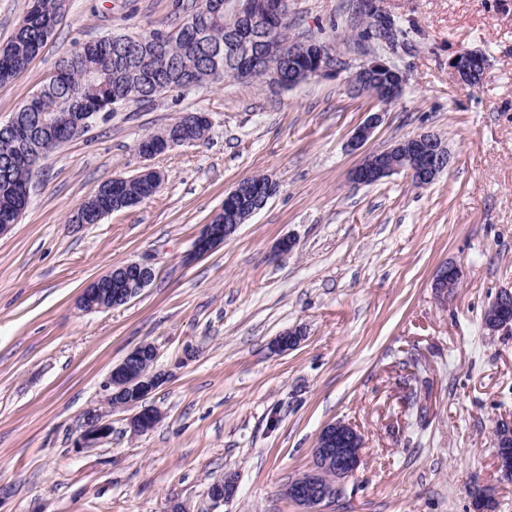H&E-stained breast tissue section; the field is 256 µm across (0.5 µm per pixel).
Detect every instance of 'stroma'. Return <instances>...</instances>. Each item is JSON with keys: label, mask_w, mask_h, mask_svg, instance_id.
<instances>
[{"label": "stroma", "mask_w": 512, "mask_h": 512, "mask_svg": "<svg viewBox=\"0 0 512 512\" xmlns=\"http://www.w3.org/2000/svg\"><path fill=\"white\" fill-rule=\"evenodd\" d=\"M402 34L374 39L362 0H288L289 33L327 42L335 69L290 89L225 77L153 103H128L40 162L28 210L0 237V512H299L282 487L311 464L321 429L342 420L364 438L355 475L325 512H474L489 491L512 512V481L493 454L512 418V333L482 317L512 290V0H372ZM193 0H65L29 67L0 85V123L48 82L58 59L102 37L178 27ZM487 59L479 87L449 67ZM406 74L382 105L352 91L364 62ZM187 112L211 119L206 139L152 159L138 141ZM382 119L349 148L370 113ZM431 132L451 150L432 185L404 174L352 180L363 155ZM163 189L99 223L70 213L105 181L144 166ZM276 193L213 252L188 254L202 224L241 179ZM285 237L292 250L274 248ZM130 260L155 270L128 304L84 313L93 279ZM462 266L448 302L431 288L439 265ZM300 329L287 352L272 343ZM169 380L147 399L164 413L131 436L76 442L99 383L144 343ZM232 473L235 497L210 484Z\"/></svg>", "instance_id": "35a3bbf8"}]
</instances>
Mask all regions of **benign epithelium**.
<instances>
[{
    "label": "benign epithelium",
    "mask_w": 512,
    "mask_h": 512,
    "mask_svg": "<svg viewBox=\"0 0 512 512\" xmlns=\"http://www.w3.org/2000/svg\"><path fill=\"white\" fill-rule=\"evenodd\" d=\"M215 14H224V27L235 32L231 47L237 53L235 75L250 74L256 60V49L264 54L288 61L270 72L269 85L273 88H291L302 81L334 67V58L326 45L307 38H298L294 47L285 51L274 36L271 22L280 18L288 9V0H216ZM456 80L465 86L480 84L486 72L485 59L472 51L459 53L451 62ZM406 75L390 63L373 59L359 66L352 76L353 88L367 93L381 104H390L402 94ZM106 112H75L70 117L74 136H79L106 118ZM381 113H372L358 126L350 139L353 150L361 148L377 127ZM191 143L184 136L149 134L137 143L138 153L151 159L176 146ZM451 153L447 143L435 134L420 133L396 142L390 148L364 157L351 172L352 179L360 184H374L393 174L404 172L419 187L433 184L449 166ZM122 176L112 178V211L132 208L139 204L120 191ZM251 181H238L224 197L226 202L240 203V213L253 215L262 209L277 189L272 178L261 184L260 192L251 188ZM239 225L224 223V210H219L210 223L202 226L192 250V257H201L230 240ZM153 268L134 261L112 268L108 273L91 281L80 295L77 307L84 312L103 311L128 303L153 280ZM464 271L454 263L441 265L433 278L432 288L439 298H449L457 292ZM486 328L495 333L512 330V291H501L489 307ZM302 332L289 329L281 333L272 347L285 352L298 346ZM158 351L155 345L142 344L129 352L112 367L100 383L102 403L112 410H135L127 420L133 435L152 431L163 418V413L152 407L142 406L143 400L166 380V373L156 369ZM112 434V423L98 409L88 411L78 447L94 448ZM494 447L497 466L503 475H512V420H500L494 427ZM363 438L351 424L338 420L327 424L319 433L311 450L312 463L303 474L288 482L285 492L288 500L301 512H324V507L336 500L345 482L357 471Z\"/></svg>",
    "instance_id": "obj_1"
}]
</instances>
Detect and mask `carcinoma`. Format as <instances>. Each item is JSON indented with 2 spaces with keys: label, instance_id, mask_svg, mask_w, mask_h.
I'll use <instances>...</instances> for the list:
<instances>
[{
  "label": "carcinoma",
  "instance_id": "obj_1",
  "mask_svg": "<svg viewBox=\"0 0 512 512\" xmlns=\"http://www.w3.org/2000/svg\"><path fill=\"white\" fill-rule=\"evenodd\" d=\"M59 0H29L23 22L8 44L0 49V84H6L25 71L52 35L56 25ZM211 0H195L188 17L195 29L204 34L209 47L224 48V20H217L209 11ZM127 56L123 44L89 41L65 53L58 61L55 75L38 90L34 106L18 110V128L0 131V224H10L16 217V205L31 178L24 155L29 112H106L112 95L127 102L150 103L161 93L148 82V76H167V88L181 89L186 76L203 85L218 77L232 75L235 66L227 57L212 61L202 47L183 39L174 29L162 45H150L139 62L124 64ZM210 130V124L189 126L178 118L165 131L183 133L199 141ZM112 209V196L102 191L84 203L85 223L94 224L105 210Z\"/></svg>",
  "mask_w": 512,
  "mask_h": 512
}]
</instances>
